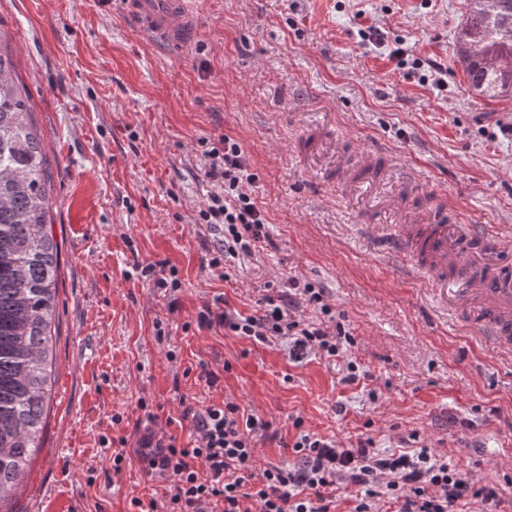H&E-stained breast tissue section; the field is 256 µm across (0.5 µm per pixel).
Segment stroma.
<instances>
[{
  "label": "stroma",
  "instance_id": "obj_1",
  "mask_svg": "<svg viewBox=\"0 0 512 512\" xmlns=\"http://www.w3.org/2000/svg\"><path fill=\"white\" fill-rule=\"evenodd\" d=\"M466 4L196 0V41L174 53L107 0H0L51 164L60 245L42 446L8 512H131L133 498L162 499L142 437L188 443L184 406L226 399L278 433L259 444L257 469L295 463L300 428L343 443L365 433L381 450L414 433L496 482L497 512H512V360L438 309L432 280L383 238L442 204L449 223L512 242V99L468 88L455 59ZM397 48L441 63L439 79L398 66ZM310 131L319 143L307 154ZM225 134L251 158L271 242L223 279L207 267L218 237L196 219L215 190L200 141ZM373 149L390 158L387 179L345 193L338 155ZM410 180L423 195L393 204ZM149 264L175 270L179 288L146 280ZM290 277L324 288L342 313L361 383H342L343 363L194 327L219 299L254 312ZM202 363L216 386L198 378Z\"/></svg>",
  "mask_w": 512,
  "mask_h": 512
}]
</instances>
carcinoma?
<instances>
[{"label":"carcinoma","mask_w":512,"mask_h":512,"mask_svg":"<svg viewBox=\"0 0 512 512\" xmlns=\"http://www.w3.org/2000/svg\"><path fill=\"white\" fill-rule=\"evenodd\" d=\"M512 0H469L457 60L478 96L512 97ZM13 52L0 39V506L42 443L46 352L58 291L52 171Z\"/></svg>","instance_id":"obj_1"}]
</instances>
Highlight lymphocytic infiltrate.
<instances>
[{
  "label": "lymphocytic infiltrate",
  "mask_w": 512,
  "mask_h": 512,
  "mask_svg": "<svg viewBox=\"0 0 512 512\" xmlns=\"http://www.w3.org/2000/svg\"><path fill=\"white\" fill-rule=\"evenodd\" d=\"M201 144L205 175L217 191L197 221L223 225L224 243L208 266L226 269L265 241V217L253 194L256 176L242 144L227 135ZM324 296V289L291 277L265 296L255 312L207 307L197 324L259 343H287L298 360L314 354L333 362L355 339ZM191 415L190 446L173 435L143 438L144 461L169 492L161 503L132 499L138 512H331L337 489L348 484L365 489L349 512H486L499 499L495 485H477L447 455L427 445L382 451L365 434L344 446L305 430L292 443L298 465L267 468L254 484L256 448L271 439L270 423L229 400L209 403Z\"/></svg>",
  "instance_id": "obj_1"
}]
</instances>
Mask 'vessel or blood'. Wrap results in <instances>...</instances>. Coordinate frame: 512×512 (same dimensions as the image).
I'll use <instances>...</instances> for the list:
<instances>
[{
  "mask_svg": "<svg viewBox=\"0 0 512 512\" xmlns=\"http://www.w3.org/2000/svg\"><path fill=\"white\" fill-rule=\"evenodd\" d=\"M128 23L171 50L197 34L194 0H114ZM391 238L398 251L435 275L442 302L475 322L499 354L512 357V250L469 224H408Z\"/></svg>",
  "mask_w": 512,
  "mask_h": 512,
  "instance_id": "1",
  "label": "vessel or blood"
}]
</instances>
